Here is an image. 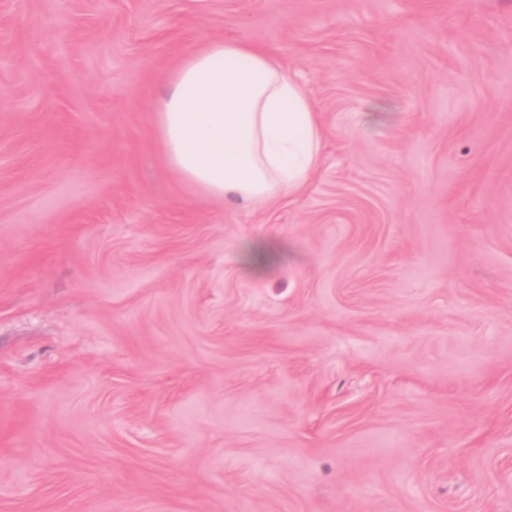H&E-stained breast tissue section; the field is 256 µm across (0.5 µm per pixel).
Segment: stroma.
I'll list each match as a JSON object with an SVG mask.
<instances>
[{
    "label": "stroma",
    "instance_id": "35a3bbf8",
    "mask_svg": "<svg viewBox=\"0 0 512 512\" xmlns=\"http://www.w3.org/2000/svg\"><path fill=\"white\" fill-rule=\"evenodd\" d=\"M221 38L310 89L303 192L167 165ZM0 512H512V0H0Z\"/></svg>",
    "mask_w": 512,
    "mask_h": 512
}]
</instances>
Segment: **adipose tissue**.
I'll list each match as a JSON object with an SVG mask.
<instances>
[{
    "label": "adipose tissue",
    "instance_id": "1",
    "mask_svg": "<svg viewBox=\"0 0 512 512\" xmlns=\"http://www.w3.org/2000/svg\"><path fill=\"white\" fill-rule=\"evenodd\" d=\"M155 115L170 168L217 198L260 205L301 192L324 135L306 87L247 42L214 40L167 77Z\"/></svg>",
    "mask_w": 512,
    "mask_h": 512
}]
</instances>
